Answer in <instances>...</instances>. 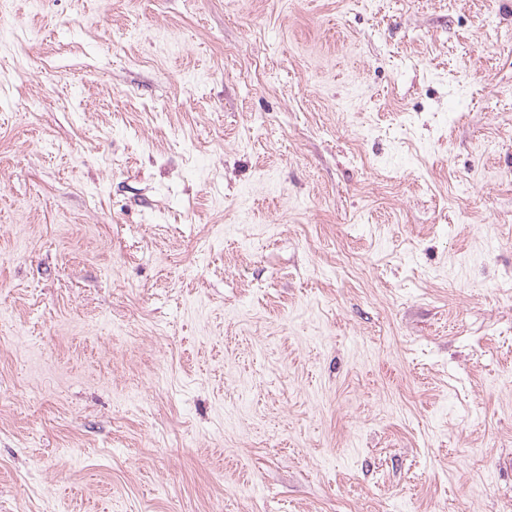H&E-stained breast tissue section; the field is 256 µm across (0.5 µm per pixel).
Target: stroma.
<instances>
[{
	"label": "stroma",
	"instance_id": "1",
	"mask_svg": "<svg viewBox=\"0 0 512 512\" xmlns=\"http://www.w3.org/2000/svg\"><path fill=\"white\" fill-rule=\"evenodd\" d=\"M0 16V512H512V0Z\"/></svg>",
	"mask_w": 512,
	"mask_h": 512
}]
</instances>
